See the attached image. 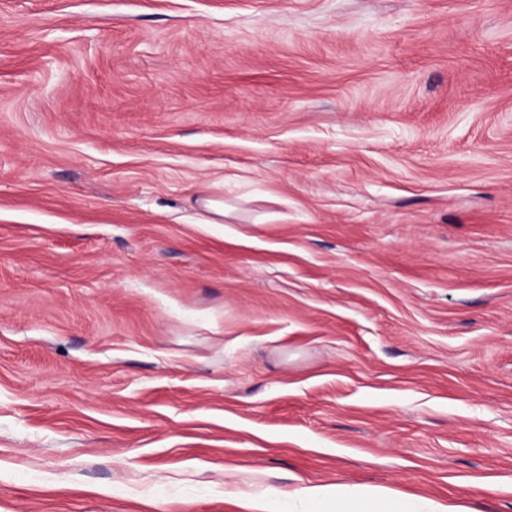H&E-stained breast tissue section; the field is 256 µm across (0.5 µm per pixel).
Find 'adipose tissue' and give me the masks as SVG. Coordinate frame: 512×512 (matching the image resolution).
I'll return each instance as SVG.
<instances>
[{
  "mask_svg": "<svg viewBox=\"0 0 512 512\" xmlns=\"http://www.w3.org/2000/svg\"><path fill=\"white\" fill-rule=\"evenodd\" d=\"M245 512H462L447 501L415 497L370 485L305 483L289 491L247 496Z\"/></svg>",
  "mask_w": 512,
  "mask_h": 512,
  "instance_id": "ef3b65f1",
  "label": "adipose tissue"
}]
</instances>
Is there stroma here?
<instances>
[{"label":"stroma","instance_id":"stroma-1","mask_svg":"<svg viewBox=\"0 0 512 512\" xmlns=\"http://www.w3.org/2000/svg\"><path fill=\"white\" fill-rule=\"evenodd\" d=\"M299 478L512 512V0H0V512Z\"/></svg>","mask_w":512,"mask_h":512}]
</instances>
